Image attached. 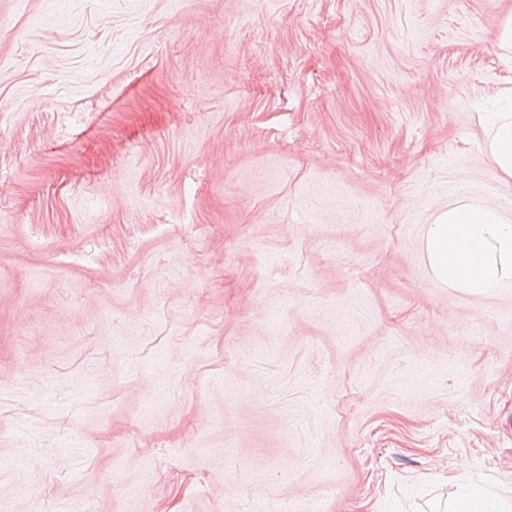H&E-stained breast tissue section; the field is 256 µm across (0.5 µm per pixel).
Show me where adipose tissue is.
I'll return each instance as SVG.
<instances>
[{"label": "adipose tissue", "mask_w": 512, "mask_h": 512, "mask_svg": "<svg viewBox=\"0 0 512 512\" xmlns=\"http://www.w3.org/2000/svg\"><path fill=\"white\" fill-rule=\"evenodd\" d=\"M485 124L491 159L512 177V97L488 113ZM425 254L440 286L476 295L512 288V222L490 206L461 201L441 212L427 227ZM448 512H512V491L465 485Z\"/></svg>", "instance_id": "adipose-tissue-1"}]
</instances>
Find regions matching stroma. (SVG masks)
I'll return each mask as SVG.
<instances>
[{"label":"stroma","instance_id":"35a3bbf8","mask_svg":"<svg viewBox=\"0 0 512 512\" xmlns=\"http://www.w3.org/2000/svg\"><path fill=\"white\" fill-rule=\"evenodd\" d=\"M512 0H0V512H432L512 487V288L436 285Z\"/></svg>","mask_w":512,"mask_h":512}]
</instances>
